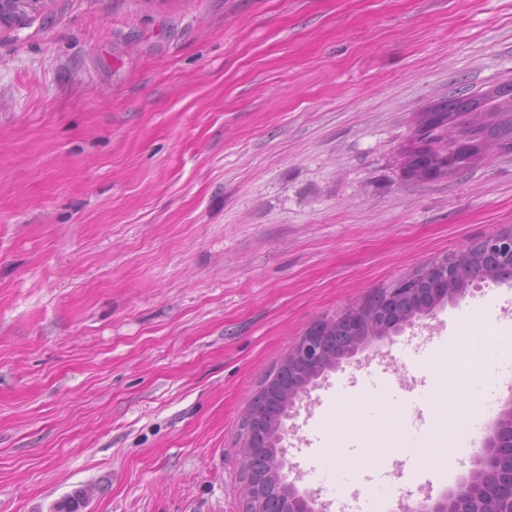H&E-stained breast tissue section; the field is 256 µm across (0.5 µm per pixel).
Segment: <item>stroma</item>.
I'll list each match as a JSON object with an SVG mask.
<instances>
[{
  "instance_id": "obj_1",
  "label": "stroma",
  "mask_w": 512,
  "mask_h": 512,
  "mask_svg": "<svg viewBox=\"0 0 512 512\" xmlns=\"http://www.w3.org/2000/svg\"><path fill=\"white\" fill-rule=\"evenodd\" d=\"M512 83V0H51L0 30V512H242L252 395L315 321L512 227V153L404 169L417 116ZM512 327L487 281L320 378L282 446L326 512L469 477L408 459L337 489L338 403L422 422L434 344ZM93 492L92 487L86 486L75 489L54 506L55 512H82Z\"/></svg>"
}]
</instances>
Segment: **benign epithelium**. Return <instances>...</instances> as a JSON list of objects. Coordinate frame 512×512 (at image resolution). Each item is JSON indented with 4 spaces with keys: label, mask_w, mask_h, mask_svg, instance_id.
Wrapping results in <instances>:
<instances>
[{
    "label": "benign epithelium",
    "mask_w": 512,
    "mask_h": 512,
    "mask_svg": "<svg viewBox=\"0 0 512 512\" xmlns=\"http://www.w3.org/2000/svg\"><path fill=\"white\" fill-rule=\"evenodd\" d=\"M50 0H0V27L21 28L40 15ZM448 127V117L439 112L424 114L408 152L412 170L423 180L439 178L473 160V133L458 134L453 151L433 156L429 151L432 132ZM512 283V228L486 236L447 260L425 266L418 276L404 277L393 287L375 293V298L340 314L313 323L289 352L292 370L288 380V403L265 420L248 408L249 425L241 453L243 510L245 512H318L317 500L289 480L291 468L281 442L285 421L293 417L298 402L309 396L316 381L344 359L375 341L411 327L433 315L442 303L454 301L474 282ZM273 433L271 459L260 470L261 459L253 455V435L260 429ZM408 512H512V398L500 414L484 448L474 457L468 480L436 499L427 498Z\"/></svg>",
    "instance_id": "obj_1"
}]
</instances>
